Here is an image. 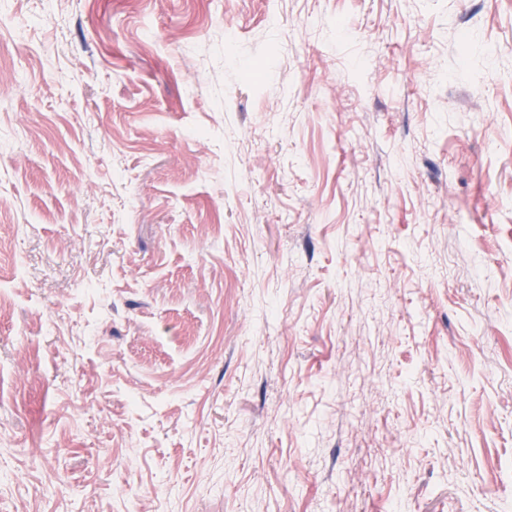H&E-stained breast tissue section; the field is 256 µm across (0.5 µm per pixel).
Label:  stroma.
Segmentation results:
<instances>
[{
	"label": "stroma",
	"mask_w": 512,
	"mask_h": 512,
	"mask_svg": "<svg viewBox=\"0 0 512 512\" xmlns=\"http://www.w3.org/2000/svg\"><path fill=\"white\" fill-rule=\"evenodd\" d=\"M0 512H512V0H0Z\"/></svg>",
	"instance_id": "1"
}]
</instances>
